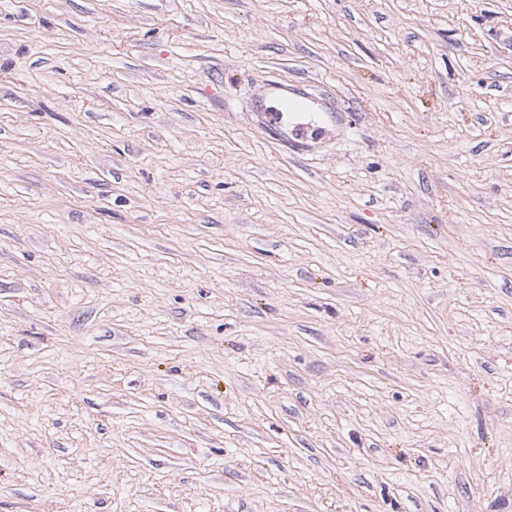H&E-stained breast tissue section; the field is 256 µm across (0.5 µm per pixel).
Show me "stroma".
Instances as JSON below:
<instances>
[{"label": "stroma", "mask_w": 512, "mask_h": 512, "mask_svg": "<svg viewBox=\"0 0 512 512\" xmlns=\"http://www.w3.org/2000/svg\"><path fill=\"white\" fill-rule=\"evenodd\" d=\"M0 512H512V0H0ZM265 89L280 90L282 92L279 108L272 109L266 107L263 95L261 94L253 103L254 110L256 112H265L264 114L268 118L269 125L282 136L279 124L283 117V112H307L310 109V102L315 101L313 97L297 92L291 89L288 84L276 80L266 83Z\"/></svg>", "instance_id": "obj_1"}]
</instances>
